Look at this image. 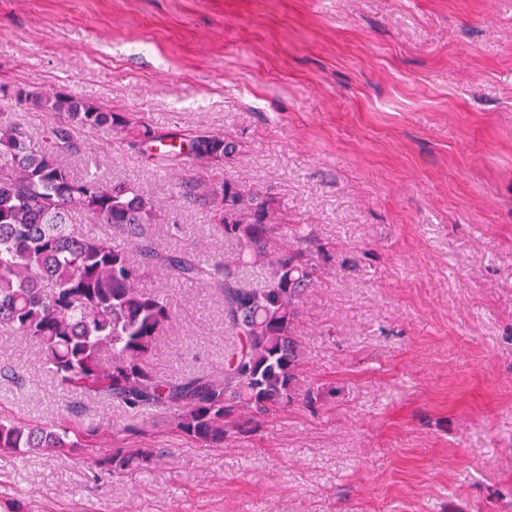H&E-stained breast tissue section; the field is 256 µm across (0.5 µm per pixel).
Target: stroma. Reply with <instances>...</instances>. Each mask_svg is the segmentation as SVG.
I'll use <instances>...</instances> for the list:
<instances>
[{
    "label": "stroma",
    "mask_w": 512,
    "mask_h": 512,
    "mask_svg": "<svg viewBox=\"0 0 512 512\" xmlns=\"http://www.w3.org/2000/svg\"><path fill=\"white\" fill-rule=\"evenodd\" d=\"M19 87L247 145L204 169L81 131L68 165L148 189L158 247L202 258L235 245L182 181L275 193L318 244L297 323L313 400L208 448L63 390L0 333V413L99 429L92 448L0 452V512H512V0H0V117L40 144L58 117ZM143 286L178 306L155 368L221 371V296L160 271ZM143 422L155 468L101 466Z\"/></svg>",
    "instance_id": "stroma-1"
}]
</instances>
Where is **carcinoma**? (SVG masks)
I'll use <instances>...</instances> for the list:
<instances>
[{"label":"carcinoma","instance_id":"cac0c4a2","mask_svg":"<svg viewBox=\"0 0 512 512\" xmlns=\"http://www.w3.org/2000/svg\"><path fill=\"white\" fill-rule=\"evenodd\" d=\"M19 92L18 102L33 99L60 121L37 148L20 126L0 120V327L33 340L62 388L158 409L171 428L208 447L224 445L231 430L251 432L256 418L293 403L303 363L296 325L314 268L299 247L311 234L297 225L290 238L277 221L281 201L228 177L193 185V201L213 210L214 232L237 247L232 256L201 259L157 248L152 226L164 223V214L152 194L89 172L78 179L66 163L81 152L77 130L119 131L157 144L161 162L184 154L202 166L229 163L244 143L207 131L158 134L66 91ZM75 212L107 230L76 231ZM242 265L263 270L262 287L242 284ZM157 270L223 294L224 323L235 341L224 371L173 380L152 370L177 317L170 295L142 288ZM95 435L0 416V451L18 455L86 448ZM157 455L122 445L101 465L149 470Z\"/></svg>","mask_w":512,"mask_h":512}]
</instances>
